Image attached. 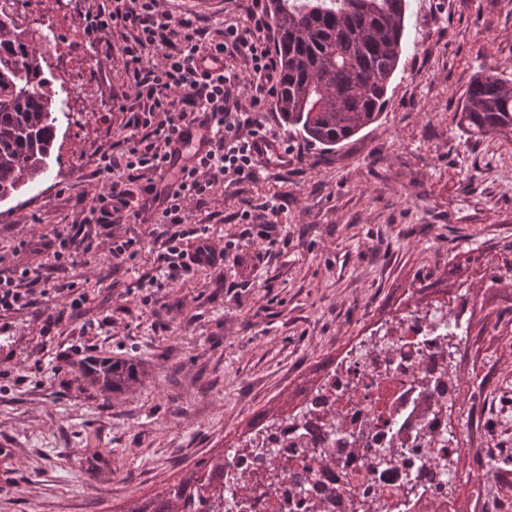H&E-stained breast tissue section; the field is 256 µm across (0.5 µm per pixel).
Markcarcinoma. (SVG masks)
Instances as JSON below:
<instances>
[{
	"mask_svg": "<svg viewBox=\"0 0 512 512\" xmlns=\"http://www.w3.org/2000/svg\"><path fill=\"white\" fill-rule=\"evenodd\" d=\"M279 82L273 104L286 125L336 146L375 122L404 50L406 0H268ZM0 11V202L47 170L56 139L57 91L45 79L38 43ZM461 121L481 137L512 134V83L476 77L462 95ZM101 395L134 389L139 366L95 360L82 368ZM224 483V458L190 472L154 509L188 512Z\"/></svg>",
	"mask_w": 512,
	"mask_h": 512,
	"instance_id": "cac0c4a2",
	"label": "carcinoma"
}]
</instances>
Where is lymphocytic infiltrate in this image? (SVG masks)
<instances>
[{
  "mask_svg": "<svg viewBox=\"0 0 512 512\" xmlns=\"http://www.w3.org/2000/svg\"><path fill=\"white\" fill-rule=\"evenodd\" d=\"M252 21L249 27L225 28L217 40L195 20L175 19L167 0H103L89 11L87 38L117 50L134 99L126 122L129 134L101 154L99 172L106 176L120 167L128 181L110 183L72 223L52 237H41L52 266L63 265L76 251L91 250L84 234L88 224L106 230L113 260L127 262L140 241L129 235L126 225L147 220L167 229L161 256L164 274L152 278L153 286L190 271L189 255L209 266L223 262V252L212 245L202 225L191 223L187 203L203 202L217 185L256 174L252 138L262 134L263 124L242 104L237 62L245 60L258 95L273 83L277 62L261 37L263 17L253 15ZM117 31L123 35L119 44L112 41ZM194 128L201 130L203 146L188 163L175 167L172 146L190 143ZM174 167L179 170L177 180L157 187L156 175ZM133 182L139 183V193L130 191ZM40 279L35 268L0 269V312L30 305V286Z\"/></svg>",
  "mask_w": 512,
  "mask_h": 512,
  "instance_id": "f902f5d3",
  "label": "lymphocytic infiltrate"
}]
</instances>
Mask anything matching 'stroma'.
<instances>
[{
    "mask_svg": "<svg viewBox=\"0 0 512 512\" xmlns=\"http://www.w3.org/2000/svg\"><path fill=\"white\" fill-rule=\"evenodd\" d=\"M404 52L379 118L334 147L289 129L265 95L256 110L288 149L255 178L218 185L188 209L218 266L164 287L149 224L135 257L112 261L105 230L51 271L71 296L32 287L0 315V512H127L222 455L266 417L295 411L360 336L403 310L475 299L458 362L474 455L512 453V139L460 124L477 76L512 81V0H406ZM211 32L249 25L252 0H170ZM83 112L60 115L46 172L0 202V256L39 266L24 241L53 234L101 187L96 158L128 134L120 57L93 47ZM276 213L265 211L264 202ZM248 221H241L242 211ZM83 297L71 310V297ZM56 318L43 331V314ZM125 359L141 385L110 398L80 374Z\"/></svg>",
    "mask_w": 512,
    "mask_h": 512,
    "instance_id": "1",
    "label": "stroma"
}]
</instances>
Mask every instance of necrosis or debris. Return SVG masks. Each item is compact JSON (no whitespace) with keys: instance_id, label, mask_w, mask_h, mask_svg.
<instances>
[{"instance_id":"4bbe7bcc","label":"necrosis or debris","mask_w":512,"mask_h":512,"mask_svg":"<svg viewBox=\"0 0 512 512\" xmlns=\"http://www.w3.org/2000/svg\"><path fill=\"white\" fill-rule=\"evenodd\" d=\"M16 24L41 14L46 30L78 0H6ZM473 298L415 311L361 336L296 413L270 418L224 456V491L208 512H448V494L472 484L485 499L496 466L464 470L465 431H452L460 346Z\"/></svg>"}]
</instances>
